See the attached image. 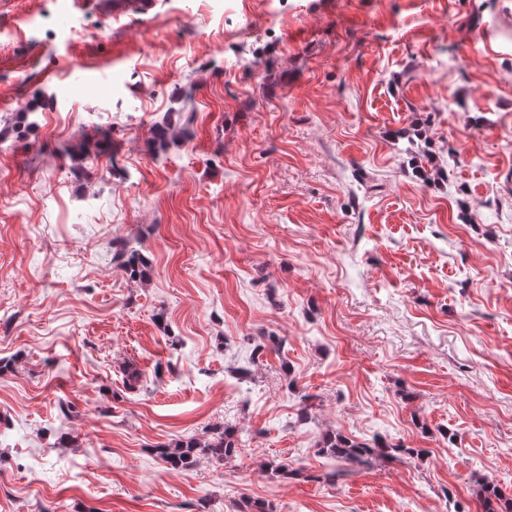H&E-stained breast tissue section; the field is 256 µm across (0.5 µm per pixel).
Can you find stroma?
<instances>
[{"label":"stroma","instance_id":"stroma-1","mask_svg":"<svg viewBox=\"0 0 512 512\" xmlns=\"http://www.w3.org/2000/svg\"><path fill=\"white\" fill-rule=\"evenodd\" d=\"M11 125L0 512H481L478 479L512 492V0H0ZM219 427L233 459L156 451ZM328 430L428 454L329 483ZM115 254L121 261V267L125 274L132 280H142L148 275L147 262L138 249L128 248L126 242L112 243Z\"/></svg>","mask_w":512,"mask_h":512}]
</instances>
